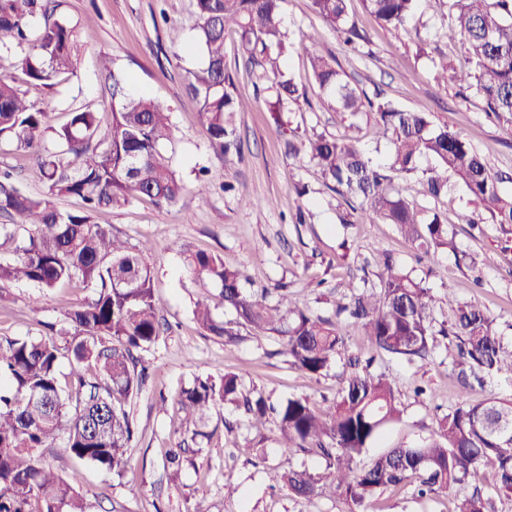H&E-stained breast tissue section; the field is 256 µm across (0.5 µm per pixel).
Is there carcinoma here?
<instances>
[{
  "instance_id": "cac0c4a2",
  "label": "carcinoma",
  "mask_w": 512,
  "mask_h": 512,
  "mask_svg": "<svg viewBox=\"0 0 512 512\" xmlns=\"http://www.w3.org/2000/svg\"><path fill=\"white\" fill-rule=\"evenodd\" d=\"M199 26L195 43L205 66L188 79L187 90L198 101L200 120L214 151L229 158L241 154L235 115L252 102L242 97L224 60V35L233 31L249 61L268 79L265 102L284 153L317 168L324 186L339 195L346 208L342 224L379 220L397 226L417 252L433 257L448 250L458 254L454 233L438 214L418 210L394 184L392 175L411 180L417 193L438 200L451 187L461 188L482 206L493 223L512 233V193L501 189L503 178L492 172L472 143L447 124H438L424 110L402 108L390 99H371L344 79L336 60L308 54L311 77L319 93L354 118H373L378 137L389 147V166L374 164L353 138L327 135L315 128L298 131L283 113L299 103L300 94L281 64L289 46L282 21L283 0H196ZM381 24L398 27L413 15L417 0H364ZM54 0H0V48L29 45L21 59L27 81L49 86L74 70L75 29L53 18ZM320 21L347 45L363 39L348 20L346 0H312ZM435 37L463 36L470 46V67L457 69L446 59L433 63L438 77L485 103L487 116L512 124V0H447V12L434 25ZM112 80V125L99 136V117L89 110L70 113L59 128L49 113L26 98L13 81L0 77V142L29 152L44 179L34 194L9 172H0V235L31 225L17 256L0 262V283L24 282L52 289L79 280L94 292L91 302L68 309L57 335L65 338L61 353L52 338L0 337V512H85L79 472L63 476L47 455L63 440L71 457L119 477L128 470L135 426L126 406L145 382L147 367L138 353L160 336L158 301L151 270L138 249L94 222L103 208L147 197L160 206L179 204L186 187L161 143L173 132L171 108L152 98L129 94L120 72L103 63ZM52 131L55 150L45 146ZM72 196L82 206L62 211L55 199ZM378 283L353 288L349 300L336 307V319L291 305L286 289L277 285L248 293L241 272L223 258L203 251L185 257L191 274L220 287L224 306L236 321L214 318L206 299L196 302L194 319L212 336L232 343L240 328L277 336L281 354L291 365L317 375L345 355L343 324H360L376 350L409 362L427 360L436 336H452L456 354L453 372L467 389L483 375L512 372V349H506L495 320L474 302L459 303L448 326L433 318L432 288L377 251ZM67 357L75 394L60 381V361ZM354 371L333 405L316 411L306 398L277 405L243 393L240 376L226 372L220 381L198 378L179 394L184 420L201 431L219 402H244L252 426L273 423L280 447L303 448L329 461L315 477L306 470L277 473L273 480L289 494L309 502L325 485L347 505V512H369L384 490L419 480L417 492L446 491L490 471L499 495L512 496V430L504 434L499 421L512 415V398L490 397L463 402L438 423V438L419 447L390 448L362 465L358 458L382 429L401 416L400 402L385 375L372 370L374 358L348 359ZM491 498L479 487L457 500L455 512H490Z\"/></svg>"
}]
</instances>
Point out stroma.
I'll use <instances>...</instances> for the list:
<instances>
[{
	"instance_id": "1",
	"label": "stroma",
	"mask_w": 512,
	"mask_h": 512,
	"mask_svg": "<svg viewBox=\"0 0 512 512\" xmlns=\"http://www.w3.org/2000/svg\"><path fill=\"white\" fill-rule=\"evenodd\" d=\"M58 18L77 34V65L50 87L30 86L17 65L22 49L0 50V74L24 87L28 98L47 108L52 126L67 122L71 112L91 110L101 117V130L112 122L110 83L99 60L107 56L129 89L166 102L172 110L173 134L161 150L187 187L173 208L134 197L124 205L96 213L97 223L131 245L150 241L145 261L153 276L159 300L162 333L141 358L150 376L129 406L137 426L131 466L118 478L91 465L77 466L73 459L54 458L63 474L80 470L86 492V512H345L346 506L327 489L309 502L293 500L286 487L273 485V471L305 469L324 472L327 462L300 451L283 452L273 428L256 429L245 407L220 404L207 421L205 438L194 445L179 473L163 466L168 449L190 439L182 422L178 395L203 375L220 379L225 371L237 373L246 395L262 394L278 402L308 398L316 409H326L343 386L348 369L336 362L320 376L291 366L279 355L276 337L241 329L236 342L208 335L193 319L195 303L208 299L217 318L231 321L218 290L190 274L184 265L187 251L220 254L226 265L239 268L247 278L246 290L258 291L281 284L297 306L333 317L352 287L375 283L374 250H389L397 264L426 278L434 295L437 322L448 321L456 301H479L496 317L505 347L512 348V249L499 225L484 221L471 229L475 207L458 188L433 201L416 195L411 184L403 192L418 208L438 212L456 234L459 250L475 258L476 267L459 262L448 252L432 260H417L411 244L396 225L380 222L341 227L336 218L338 200L327 190L317 169L284 156L280 136L263 102L256 99L259 68L241 53L237 35H228L224 51L239 93L251 98V111L237 120L243 144L241 157H217L199 118V105L185 89L191 72L204 62L194 46L199 18L196 0H56ZM348 18L365 35V42L350 49L339 42L312 11L311 0H284L283 13L293 46L286 68L307 101L291 115L293 123L337 136L359 140L375 162L386 159L385 142L379 141L372 119L349 121L332 110L315 86L307 64L311 51L335 56L352 84L368 95L380 94L407 109L432 112L436 122L448 124L466 136L493 170L512 172V128L487 119L484 103L475 94H460L457 85L434 77L433 59L448 56L456 66L467 64L468 45L463 38H434L432 26L444 11L442 0H418L412 18L403 26H381L362 0H347ZM182 35L171 43L170 30ZM233 191H225V184ZM309 188L299 195L296 184ZM205 186V198L195 191ZM256 199L253 207L242 205ZM271 197L276 204L260 206ZM303 211L306 221L295 224L291 216ZM0 336L41 337L49 323H61L64 311L87 302L91 289L79 281L43 290L27 283H2ZM455 347L438 337L426 364H410L377 356L373 368L391 382L401 402L399 421L386 426L360 457L368 462L389 448L419 446L436 439L438 421L462 400L477 403L491 396L512 397V373L486 377L484 385L462 395L451 358ZM426 394L416 395V386ZM238 487L240 499L226 497L224 485ZM454 491L418 495L415 482L381 494L377 512H454Z\"/></svg>"
}]
</instances>
